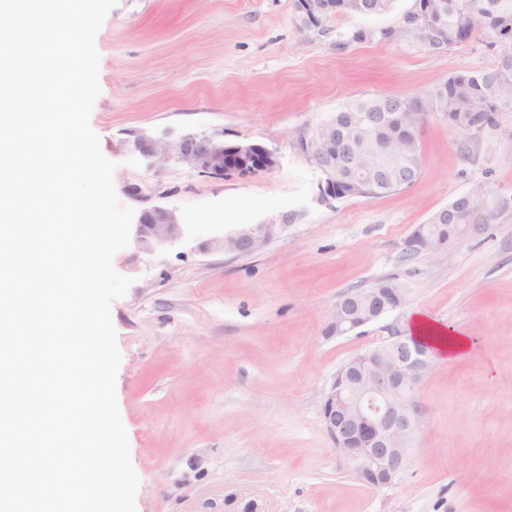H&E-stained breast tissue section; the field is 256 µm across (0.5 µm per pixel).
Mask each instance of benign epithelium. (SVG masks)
Wrapping results in <instances>:
<instances>
[{
  "label": "benign epithelium",
  "instance_id": "obj_1",
  "mask_svg": "<svg viewBox=\"0 0 512 512\" xmlns=\"http://www.w3.org/2000/svg\"><path fill=\"white\" fill-rule=\"evenodd\" d=\"M399 108L383 98L374 110L351 112L346 124L325 120L316 125L324 135L304 136L300 147L310 163L322 174L318 199H336V172L326 159L341 154L350 168L367 175L359 161L361 142L370 140L377 156L392 161L380 169L378 182L410 185L420 169L399 162L398 140L408 133L393 126ZM131 150L151 165H184L223 179L247 178L273 171L278 165L274 152L252 142L228 143L205 133H186L175 140L138 135ZM476 209L470 196L456 198L451 206L436 212L428 224L417 225L404 242L408 255L448 252L482 225L474 223ZM291 217L279 224H248L224 237L226 252L248 255L282 234ZM182 234L176 212L164 206L143 210L135 224L137 244L155 248L174 243ZM404 301L400 288L377 284L342 297L337 303L328 333L344 334L375 321L397 309ZM432 363L430 347L401 332L385 343L347 361L336 373L321 405L325 428L348 469L362 485L372 489L391 487L402 477L408 459V445L416 417L413 390Z\"/></svg>",
  "mask_w": 512,
  "mask_h": 512
}]
</instances>
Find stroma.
<instances>
[{"instance_id": "stroma-1", "label": "stroma", "mask_w": 512, "mask_h": 512, "mask_svg": "<svg viewBox=\"0 0 512 512\" xmlns=\"http://www.w3.org/2000/svg\"><path fill=\"white\" fill-rule=\"evenodd\" d=\"M417 0L305 29L293 0H118L99 35L89 118L134 211H176L183 235L113 258L134 283L111 307L116 396L139 477L136 512H512V108L476 138L428 113L421 173L385 196L319 202L299 140L348 102L416 97L487 69L484 37L433 50L406 34ZM187 132L259 143L279 165L245 179L148 168L127 142ZM492 211L454 251L404 241L456 197ZM293 217L249 255L213 248L246 224ZM392 280L403 305L326 333L344 295ZM466 331L462 360L434 359L395 485L367 488L336 452L321 403L340 367L402 330L411 311Z\"/></svg>"}]
</instances>
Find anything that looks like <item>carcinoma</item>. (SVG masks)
<instances>
[{
	"label": "carcinoma",
	"instance_id": "1",
	"mask_svg": "<svg viewBox=\"0 0 512 512\" xmlns=\"http://www.w3.org/2000/svg\"><path fill=\"white\" fill-rule=\"evenodd\" d=\"M434 0H419V9L408 18L407 33L433 49L458 44L457 35L471 38L484 32L487 46L496 56L495 65L485 70L466 71V80L436 83L423 97L425 112H457L459 123L474 125L469 102L500 101L512 104V0H443L447 28L428 17L426 7ZM388 193L372 183H360L341 161H336V198H377Z\"/></svg>",
	"mask_w": 512,
	"mask_h": 512
}]
</instances>
